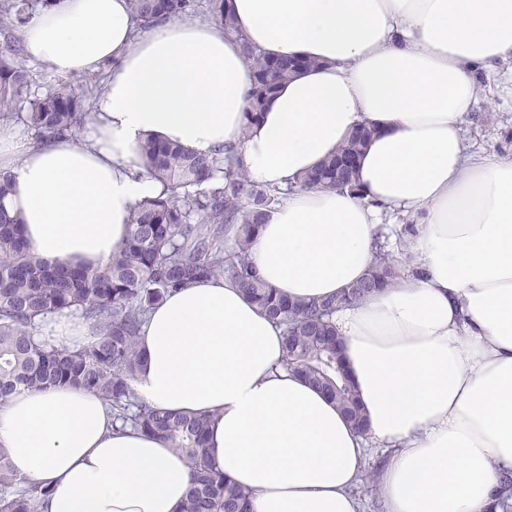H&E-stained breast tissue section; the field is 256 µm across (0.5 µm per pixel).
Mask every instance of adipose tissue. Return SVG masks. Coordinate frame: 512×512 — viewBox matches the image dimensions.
<instances>
[{"label": "adipose tissue", "instance_id": "obj_1", "mask_svg": "<svg viewBox=\"0 0 512 512\" xmlns=\"http://www.w3.org/2000/svg\"><path fill=\"white\" fill-rule=\"evenodd\" d=\"M244 38L274 59L322 65L281 85L244 126L252 69L238 40L184 15L140 31L128 0H56L19 33L21 56L60 76L107 79L80 139L0 122V172L38 258L104 267L133 207L158 196L147 138L242 155L251 181L288 189L250 259L293 300L366 276L385 214L410 215L413 270L333 322L365 413L358 430L324 393L281 369L284 327L225 279L171 294L142 328L136 400L211 415L208 443L250 512H362L371 448L384 512H501L512 470V154L463 137L478 70L512 56V0H230ZM373 135L361 194L296 191L354 129ZM40 334L87 347L88 324L48 317ZM0 450L49 512H179L190 462L160 438L116 429L83 388L0 404Z\"/></svg>", "mask_w": 512, "mask_h": 512}]
</instances>
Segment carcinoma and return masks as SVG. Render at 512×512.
<instances>
[{"label": "carcinoma", "mask_w": 512, "mask_h": 512, "mask_svg": "<svg viewBox=\"0 0 512 512\" xmlns=\"http://www.w3.org/2000/svg\"><path fill=\"white\" fill-rule=\"evenodd\" d=\"M227 0H130L144 29L169 18L202 15L231 35L237 23ZM54 0H0V119H10L46 139L77 134L86 101L100 89L97 75L59 79L35 93L33 72L19 56L17 33L37 9ZM254 60L245 113L252 124L270 96L297 74L290 61L269 59L248 41ZM371 135H350L327 159L300 176L298 189L360 191L356 168L340 166L359 158ZM147 174L164 186L162 195L137 204L125 243L103 268L47 263L34 257L17 219L1 202L12 190L0 172V401L24 391L55 386L86 388L112 409L113 422L131 425L169 442L185 456L194 480L180 512H247L251 492L224 478L207 443L209 417L169 413L132 399L130 383L142 368L141 328L147 315L171 293L192 282L221 277L236 283L270 317L284 326L282 365L324 391L355 424L363 417L331 318L336 309L364 301L395 283L402 269L379 240L376 263L359 282L333 300L293 301L263 281L249 259L260 224L280 204L283 192L247 179L239 155L204 157L177 144L150 139L141 145ZM75 316L93 330L96 342L81 349L58 348L38 335V320ZM51 493L29 484L0 450V512H47Z\"/></svg>", "instance_id": "cac0c4a2"}]
</instances>
